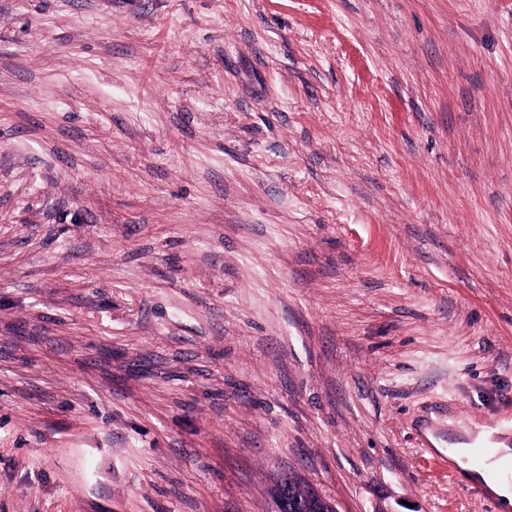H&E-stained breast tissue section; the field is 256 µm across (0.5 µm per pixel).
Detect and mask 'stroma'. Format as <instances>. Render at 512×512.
Listing matches in <instances>:
<instances>
[{
	"instance_id": "obj_1",
	"label": "stroma",
	"mask_w": 512,
	"mask_h": 512,
	"mask_svg": "<svg viewBox=\"0 0 512 512\" xmlns=\"http://www.w3.org/2000/svg\"><path fill=\"white\" fill-rule=\"evenodd\" d=\"M512 0H0V512H500ZM502 418L499 424L488 423L489 426L484 424H474L471 429L470 448H469V462L474 471L483 470L491 461L488 459V448H492L493 454H509V448L501 443H507L511 439L512 444V412L511 407H506L499 414ZM510 420V425H509ZM499 444L495 448V445ZM474 477L481 480L487 489L499 498L502 508L512 506V489L506 482L497 480L489 470L478 472ZM293 472L282 473L268 488L273 503L272 512H338L334 502L323 496L306 478L303 483L296 481ZM292 481L296 482L299 495L295 498L288 493Z\"/></svg>"
}]
</instances>
